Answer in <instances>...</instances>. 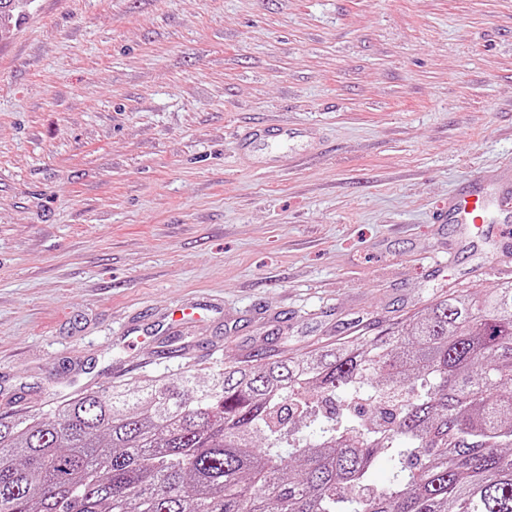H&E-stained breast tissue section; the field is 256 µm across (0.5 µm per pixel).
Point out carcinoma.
<instances>
[{
    "label": "carcinoma",
    "instance_id": "carcinoma-1",
    "mask_svg": "<svg viewBox=\"0 0 512 512\" xmlns=\"http://www.w3.org/2000/svg\"><path fill=\"white\" fill-rule=\"evenodd\" d=\"M28 3L0 0V28ZM0 512H512V281L384 340L0 419Z\"/></svg>",
    "mask_w": 512,
    "mask_h": 512
}]
</instances>
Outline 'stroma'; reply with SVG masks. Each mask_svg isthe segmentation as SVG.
Returning <instances> with one entry per match:
<instances>
[{
	"label": "stroma",
	"mask_w": 512,
	"mask_h": 512,
	"mask_svg": "<svg viewBox=\"0 0 512 512\" xmlns=\"http://www.w3.org/2000/svg\"><path fill=\"white\" fill-rule=\"evenodd\" d=\"M282 122L303 159L239 154ZM511 164L512 0H31L0 34V417L512 280L497 225L433 221ZM307 137H309L307 131L294 129L285 125H277L271 128L267 126H256L240 139L239 148L244 153H249L255 145L261 142L277 141L289 144L299 142V140Z\"/></svg>",
	"instance_id": "1"
}]
</instances>
